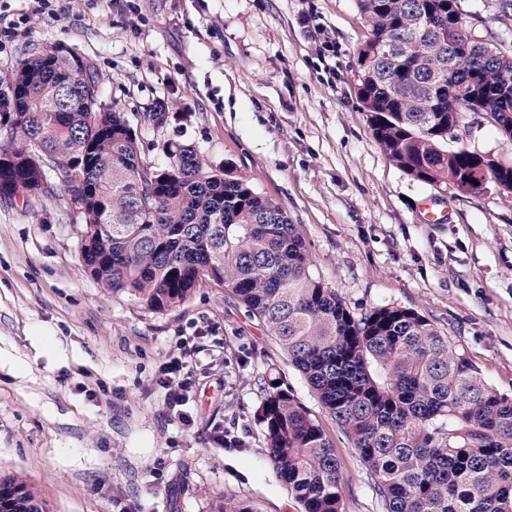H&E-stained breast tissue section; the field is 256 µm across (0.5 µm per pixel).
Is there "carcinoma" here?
Instances as JSON below:
<instances>
[{"label": "carcinoma", "mask_w": 512, "mask_h": 512, "mask_svg": "<svg viewBox=\"0 0 512 512\" xmlns=\"http://www.w3.org/2000/svg\"><path fill=\"white\" fill-rule=\"evenodd\" d=\"M368 34L356 86L376 143L406 174L457 188L484 168L512 194V165L448 148V87L476 88L512 136V62L473 41L458 0H357ZM378 44L394 51L363 66ZM0 197L26 202L62 185L77 210L83 266L106 292L154 312L205 281L230 289L288 352L352 439L386 512H512V399L488 385L417 311L359 314L313 272L282 206L177 139L145 161L94 63L39 47L0 74ZM280 378L256 411L268 456L302 512H343L340 461ZM0 512H44L20 475L0 477Z\"/></svg>", "instance_id": "carcinoma-1"}]
</instances>
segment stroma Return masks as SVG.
Wrapping results in <instances>:
<instances>
[{
	"instance_id": "stroma-1",
	"label": "stroma",
	"mask_w": 512,
	"mask_h": 512,
	"mask_svg": "<svg viewBox=\"0 0 512 512\" xmlns=\"http://www.w3.org/2000/svg\"><path fill=\"white\" fill-rule=\"evenodd\" d=\"M459 4L476 36L512 51V9ZM367 33L356 0H0V72L45 45L90 57L147 162L176 138L245 175L351 311L416 310L512 397V198L429 185L388 159L356 88ZM459 137L512 164V138L486 115L468 113ZM427 198L446 223H422ZM182 354L187 426L156 383ZM272 373L335 448L345 512H385L349 437L230 289L207 281L150 311L84 271L65 190L0 200V476L22 475L47 512H218L230 498L301 512L255 419Z\"/></svg>"
}]
</instances>
